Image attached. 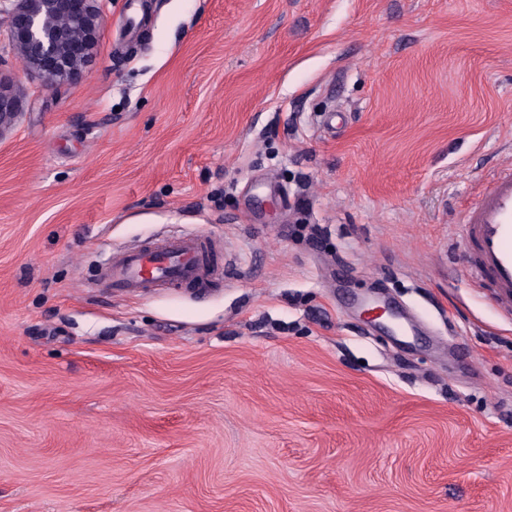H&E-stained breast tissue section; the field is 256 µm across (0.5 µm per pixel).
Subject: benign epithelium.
Returning <instances> with one entry per match:
<instances>
[{"mask_svg": "<svg viewBox=\"0 0 512 512\" xmlns=\"http://www.w3.org/2000/svg\"><path fill=\"white\" fill-rule=\"evenodd\" d=\"M105 0H3L9 41L28 68L55 84L85 73L105 25ZM12 80L0 73V129L20 112Z\"/></svg>", "mask_w": 512, "mask_h": 512, "instance_id": "benign-epithelium-1", "label": "benign epithelium"}]
</instances>
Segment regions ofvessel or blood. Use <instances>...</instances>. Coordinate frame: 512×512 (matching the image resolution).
I'll return each mask as SVG.
<instances>
[{
  "label": "vessel or blood",
  "instance_id": "b4317fda",
  "mask_svg": "<svg viewBox=\"0 0 512 512\" xmlns=\"http://www.w3.org/2000/svg\"><path fill=\"white\" fill-rule=\"evenodd\" d=\"M462 226L467 272L512 314V166L492 176L476 203L465 209ZM219 246L208 234L132 245L113 252L99 272V284L120 294L157 288L203 290L216 279L214 252Z\"/></svg>",
  "mask_w": 512,
  "mask_h": 512
}]
</instances>
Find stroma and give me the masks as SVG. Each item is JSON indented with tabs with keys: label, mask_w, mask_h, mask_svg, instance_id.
Returning <instances> with one entry per match:
<instances>
[{
	"label": "stroma",
	"mask_w": 512,
	"mask_h": 512,
	"mask_svg": "<svg viewBox=\"0 0 512 512\" xmlns=\"http://www.w3.org/2000/svg\"><path fill=\"white\" fill-rule=\"evenodd\" d=\"M131 0L0 133V512H512V0ZM202 232L199 292L95 287ZM460 225L466 272L512 314V165L492 176L477 202L465 209Z\"/></svg>",
	"instance_id": "stroma-1"
}]
</instances>
